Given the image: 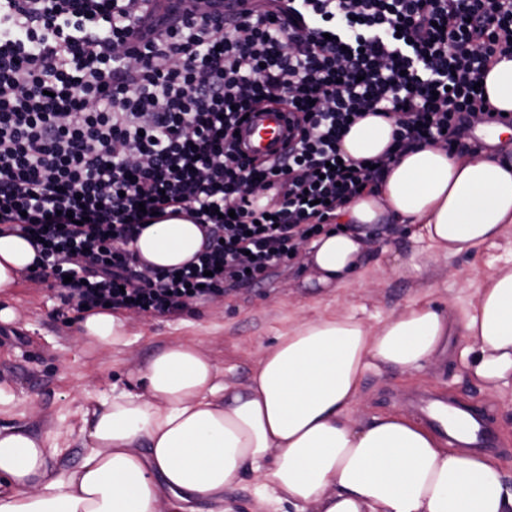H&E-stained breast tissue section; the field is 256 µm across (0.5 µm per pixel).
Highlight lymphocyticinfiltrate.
Masks as SVG:
<instances>
[{
	"mask_svg": "<svg viewBox=\"0 0 512 512\" xmlns=\"http://www.w3.org/2000/svg\"><path fill=\"white\" fill-rule=\"evenodd\" d=\"M505 57L512 0H0V227L64 310L181 315L377 191L342 152L351 120L392 119L395 155L511 125L479 87ZM261 104L290 114L272 160L238 136ZM180 217L194 261L141 265L143 225Z\"/></svg>",
	"mask_w": 512,
	"mask_h": 512,
	"instance_id": "f902f5d3",
	"label": "lymphocytic infiltrate"
}]
</instances>
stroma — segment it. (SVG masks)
<instances>
[{"label": "stroma", "mask_w": 512, "mask_h": 512, "mask_svg": "<svg viewBox=\"0 0 512 512\" xmlns=\"http://www.w3.org/2000/svg\"><path fill=\"white\" fill-rule=\"evenodd\" d=\"M366 243L363 275L351 286L336 291L310 287L309 269L291 259L268 281L225 290L223 297L191 305L183 315L130 314L131 343L118 347L82 340L79 313L66 321L56 318L59 300L53 280L20 278L17 288L0 292V306L20 312L16 321L0 322V384L17 389L22 400L10 414L0 415V425L39 434L61 432L69 449L60 464L72 467L81 458V407L98 392L128 388V372L144 367L164 347L195 345L223 369L233 394L247 385L263 348L301 319L338 313L376 328L414 301L451 309L459 317L488 276L512 259V227L495 244L472 254L438 257L422 274L393 269L396 254L412 246L407 225H380L367 232ZM469 344L467 337L454 333L446 354L422 370L368 373L359 408L368 415L389 410L413 415L417 395L475 400L491 420L498 438L493 453L503 460L512 483V383L485 391L461 356Z\"/></svg>", "instance_id": "obj_1"}]
</instances>
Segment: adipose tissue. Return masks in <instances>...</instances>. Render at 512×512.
Wrapping results in <instances>:
<instances>
[{
	"instance_id": "adipose-tissue-1",
	"label": "adipose tissue",
	"mask_w": 512,
	"mask_h": 512,
	"mask_svg": "<svg viewBox=\"0 0 512 512\" xmlns=\"http://www.w3.org/2000/svg\"><path fill=\"white\" fill-rule=\"evenodd\" d=\"M489 102L512 112V59L485 75ZM391 120L370 115L342 147L355 160L384 157ZM343 226L303 251L318 287L359 277L361 227L409 224L401 268L495 243L512 224V147L489 157L423 146L389 162L376 194L338 208ZM203 232L186 219L148 225L134 245L158 268L190 261ZM36 258L30 243L0 234V291ZM127 319L85 313L79 334L130 345ZM474 343L469 368L488 390L512 378V266L488 278L463 318L415 301L372 328L331 314L300 322L264 349L244 392L226 398L224 372L191 344L161 350L134 390L100 395L83 414L82 456L62 469L61 433L0 427V512H183L195 499L224 512V492L247 474L256 493L295 512H512L499 457L449 447L416 419L391 411L350 419L366 372L419 369L445 353L451 333Z\"/></svg>"
}]
</instances>
